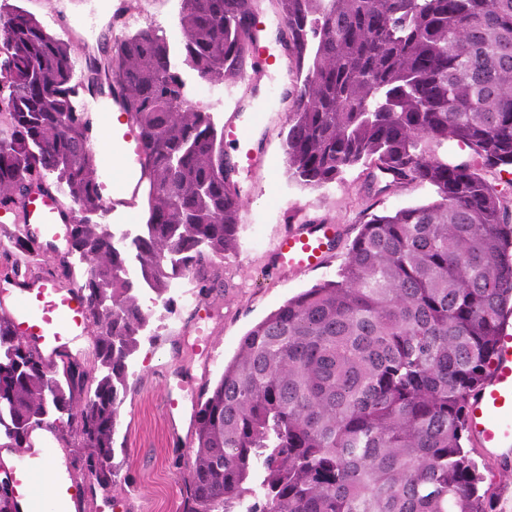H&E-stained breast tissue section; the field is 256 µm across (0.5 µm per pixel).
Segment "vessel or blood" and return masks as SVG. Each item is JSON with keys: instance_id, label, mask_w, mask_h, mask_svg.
<instances>
[{"instance_id": "1", "label": "vessel or blood", "mask_w": 512, "mask_h": 512, "mask_svg": "<svg viewBox=\"0 0 512 512\" xmlns=\"http://www.w3.org/2000/svg\"><path fill=\"white\" fill-rule=\"evenodd\" d=\"M72 98L79 111L91 118L98 156L97 191L102 198V218L131 213L146 179L144 151L131 118L114 120L118 106L111 94L86 95L74 85ZM264 121L261 108L237 113L224 129V147L253 158L251 132ZM120 163H113V156ZM27 223L40 225L51 241L67 234L56 196H37L27 205ZM338 235L331 224H301L284 235L271 252L279 270L312 271L334 254ZM10 317L47 365H55L61 353L85 339L89 329L88 302L84 291L66 286L50 274L23 275L8 295ZM467 428L473 444L489 459H512V320L503 319L490 373L467 406ZM18 512H79L90 495L87 485L77 482L67 463L55 454L53 442L37 433L29 447L18 452L11 472Z\"/></svg>"}]
</instances>
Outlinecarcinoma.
<instances>
[{
  "label": "carcinoma",
  "mask_w": 512,
  "mask_h": 512,
  "mask_svg": "<svg viewBox=\"0 0 512 512\" xmlns=\"http://www.w3.org/2000/svg\"><path fill=\"white\" fill-rule=\"evenodd\" d=\"M296 67L283 132L288 178L317 189L371 168L378 191L435 199L360 224L336 277L253 326L197 412L181 512H492L468 440L512 306V202L486 174L512 169V0H271ZM259 0H181V40L147 24L105 67L145 151L146 223L116 238L102 209L90 119L72 109L69 43L0 5V208L55 190L79 218L68 254L97 373L50 370L0 315V447L38 428L77 438L84 475L116 473L128 361L148 324L134 294L175 279L211 290L244 207L224 127L193 103L189 68L242 81Z\"/></svg>",
  "instance_id": "carcinoma-1"
}]
</instances>
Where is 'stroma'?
I'll use <instances>...</instances> for the list:
<instances>
[{
    "label": "stroma",
    "mask_w": 512,
    "mask_h": 512,
    "mask_svg": "<svg viewBox=\"0 0 512 512\" xmlns=\"http://www.w3.org/2000/svg\"><path fill=\"white\" fill-rule=\"evenodd\" d=\"M22 5L67 41L80 62L86 55L83 28L78 23L82 14L94 17L95 49L99 52L112 35L148 23L163 28L171 41L180 39V0H22ZM259 20L278 64L262 71L256 85L242 82L230 91L219 85L209 93L205 80L194 74L189 77L194 102L212 113L220 125L229 123L235 111H248L256 101L268 103L263 125L253 131L256 161L235 175L244 208L234 261L216 263L218 282L197 305L174 296L152 313L150 328L141 336L130 367L131 389L119 412L115 436L118 475L111 488H94L84 512H96L97 504L107 498L128 500L130 512H180L184 471L176 467L175 459L181 453L192 455L195 421L185 415L169 423L164 411L165 390L155 373L162 369L171 380L197 386L215 383L252 326L288 299L335 276L343 262L339 256L314 273L272 274L269 252L298 213L337 225L340 246L345 249L365 212H392L433 197L429 187L414 184L374 194L363 166L350 169L341 182L322 189H305L289 179L282 146L289 103L275 88L278 74L286 71L290 62L277 41L279 16L267 8ZM199 327L210 334L216 358H206L195 346Z\"/></svg>",
    "instance_id": "obj_1"
}]
</instances>
